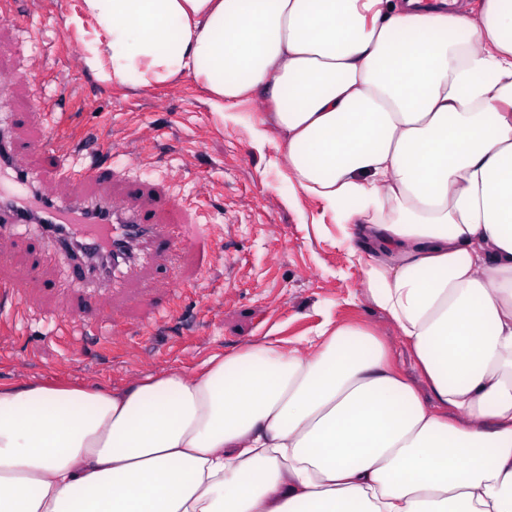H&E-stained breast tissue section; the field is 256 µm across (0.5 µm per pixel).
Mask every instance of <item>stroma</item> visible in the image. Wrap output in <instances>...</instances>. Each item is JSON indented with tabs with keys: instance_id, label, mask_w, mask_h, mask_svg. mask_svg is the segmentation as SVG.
I'll list each match as a JSON object with an SVG mask.
<instances>
[{
	"instance_id": "1",
	"label": "stroma",
	"mask_w": 512,
	"mask_h": 512,
	"mask_svg": "<svg viewBox=\"0 0 512 512\" xmlns=\"http://www.w3.org/2000/svg\"><path fill=\"white\" fill-rule=\"evenodd\" d=\"M82 0H13L22 23H0V76L9 80L0 127L44 171L48 192L56 158L36 145L58 116L45 106L59 85L74 99L68 122L97 135L131 163L112 167L103 193L151 208L194 245L159 248L127 287L68 288V259L37 265V225L1 241L10 255L0 278L16 280L23 304L0 305V380L49 378L118 387L164 369L187 371L214 353L230 354L270 337L295 347L325 320L363 323L400 362L408 355L388 316L360 286V270L322 201H289L286 168L258 153L245 126L211 111L200 86L130 90L104 82L76 50L68 20ZM111 308L119 327L104 321Z\"/></svg>"
}]
</instances>
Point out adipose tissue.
Returning <instances> with one entry per match:
<instances>
[{
    "mask_svg": "<svg viewBox=\"0 0 512 512\" xmlns=\"http://www.w3.org/2000/svg\"><path fill=\"white\" fill-rule=\"evenodd\" d=\"M72 23L101 80L192 77L283 157L421 381L330 320L119 388L0 381V512H512V0H82Z\"/></svg>",
    "mask_w": 512,
    "mask_h": 512,
    "instance_id": "1",
    "label": "adipose tissue"
}]
</instances>
